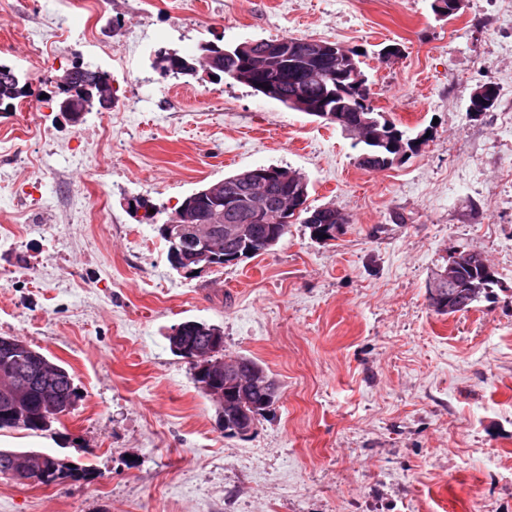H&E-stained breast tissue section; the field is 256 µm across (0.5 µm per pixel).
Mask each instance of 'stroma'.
Instances as JSON below:
<instances>
[{"mask_svg":"<svg viewBox=\"0 0 512 512\" xmlns=\"http://www.w3.org/2000/svg\"><path fill=\"white\" fill-rule=\"evenodd\" d=\"M0 0V62L26 90L0 112V336L63 365L80 392L46 431L0 439L79 464L49 485L0 473V512H512V0ZM302 37L362 49L370 102L418 151L368 171L340 126L232 80L160 73L157 51ZM397 43L395 60L380 50ZM107 73L112 108L72 124L58 76ZM486 83L500 96L469 111ZM275 165L333 241L289 225L270 250L189 277L133 199L167 214L202 185ZM457 248L496 284L430 306ZM221 328L279 400L244 436L171 352ZM185 331V324L181 323L177 325L171 335L181 336ZM168 336L169 347L171 351L181 357L191 358L192 353L195 350H201V348L208 347L210 340L204 335H186L181 336L177 341L175 337Z\"/></svg>","mask_w":512,"mask_h":512,"instance_id":"1","label":"stroma"}]
</instances>
